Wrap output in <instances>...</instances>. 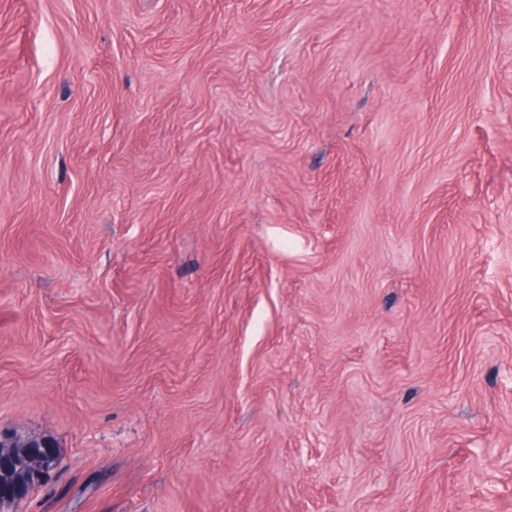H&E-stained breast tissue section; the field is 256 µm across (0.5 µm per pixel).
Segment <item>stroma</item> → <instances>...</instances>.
Wrapping results in <instances>:
<instances>
[{"mask_svg":"<svg viewBox=\"0 0 512 512\" xmlns=\"http://www.w3.org/2000/svg\"><path fill=\"white\" fill-rule=\"evenodd\" d=\"M17 512H512V0H0ZM0 443L3 448H17L7 462L10 476L4 482L0 478V511L3 512L32 490L42 487L57 470L59 457L52 451V443L42 438L0 431ZM39 454L42 459L38 458Z\"/></svg>","mask_w":512,"mask_h":512,"instance_id":"35a3bbf8","label":"stroma"}]
</instances>
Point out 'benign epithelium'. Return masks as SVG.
Returning <instances> with one entry per match:
<instances>
[{"label":"benign epithelium","mask_w":512,"mask_h":512,"mask_svg":"<svg viewBox=\"0 0 512 512\" xmlns=\"http://www.w3.org/2000/svg\"><path fill=\"white\" fill-rule=\"evenodd\" d=\"M0 446L15 449L7 468L9 476L0 480V512L42 487L59 466V457L46 439L21 437L0 431Z\"/></svg>","instance_id":"7a95c632"}]
</instances>
